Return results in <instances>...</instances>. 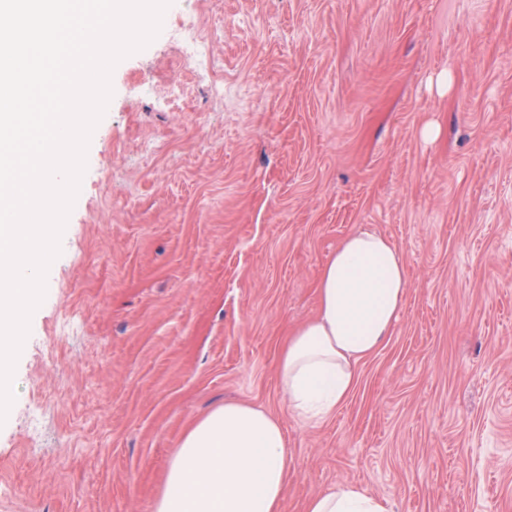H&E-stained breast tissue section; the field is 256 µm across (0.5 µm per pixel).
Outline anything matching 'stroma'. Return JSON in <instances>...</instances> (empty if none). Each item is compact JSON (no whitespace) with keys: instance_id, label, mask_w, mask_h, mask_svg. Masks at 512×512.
I'll return each mask as SVG.
<instances>
[{"instance_id":"1","label":"stroma","mask_w":512,"mask_h":512,"mask_svg":"<svg viewBox=\"0 0 512 512\" xmlns=\"http://www.w3.org/2000/svg\"><path fill=\"white\" fill-rule=\"evenodd\" d=\"M181 6L212 65L152 43L113 70L0 425V512H153L224 400L280 419L283 512L336 485L512 512V0ZM360 227L401 252L405 302L305 426L276 363Z\"/></svg>"}]
</instances>
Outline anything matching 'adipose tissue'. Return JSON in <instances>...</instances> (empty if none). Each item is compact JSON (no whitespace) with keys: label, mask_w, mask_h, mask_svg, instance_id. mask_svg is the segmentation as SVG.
<instances>
[{"label":"adipose tissue","mask_w":512,"mask_h":512,"mask_svg":"<svg viewBox=\"0 0 512 512\" xmlns=\"http://www.w3.org/2000/svg\"><path fill=\"white\" fill-rule=\"evenodd\" d=\"M408 288L407 269L386 237L358 229L323 267L318 312L278 358L279 389L306 426L325 422L353 390L359 362L391 336ZM293 456L281 421L247 402L214 405L185 432L154 512H282ZM304 512H388L364 490L339 485Z\"/></svg>","instance_id":"ef3b65f1"}]
</instances>
